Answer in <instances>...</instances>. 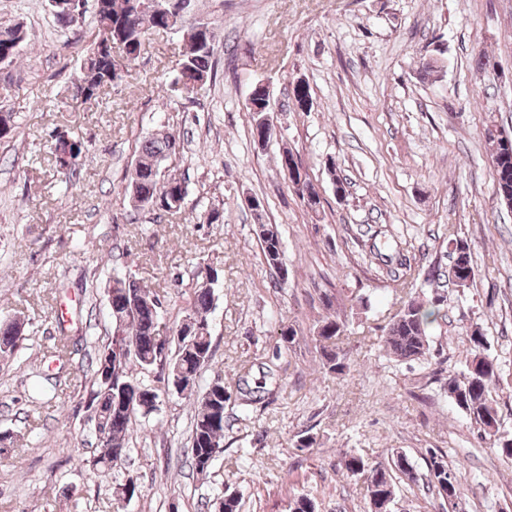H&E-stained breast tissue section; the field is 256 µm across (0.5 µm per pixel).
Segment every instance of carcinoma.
<instances>
[{"label":"carcinoma","mask_w":512,"mask_h":512,"mask_svg":"<svg viewBox=\"0 0 512 512\" xmlns=\"http://www.w3.org/2000/svg\"><path fill=\"white\" fill-rule=\"evenodd\" d=\"M93 15L98 28L91 48L80 66L76 96L87 103L98 99L103 89L121 79L128 67L139 57L147 31H167L170 23L167 14L151 9L147 0H95ZM188 33L182 68L186 77L184 86L195 84L201 77L214 75L213 39L211 29ZM23 40L20 29L0 30V59L12 61ZM488 140L493 143L492 178L496 194L509 193L512 197V136L494 128L487 129ZM181 141L173 134H151L140 142L138 158L129 182V201L149 212L163 208L171 198H179L187 191L186 180L166 172L169 154H177ZM84 146L77 142L66 170H61V159L53 153L54 169L61 182L68 184L77 177L83 159ZM297 193L308 206L320 203L308 174H303ZM258 238L265 264L273 271L283 263V243L276 224L258 225ZM451 246L452 275L458 280L471 282L475 278L472 245L468 240L455 237L448 240ZM212 265H197L191 271L194 284L186 308L200 328V341L191 345L167 343L160 334V320L164 313L160 295L139 282L115 276L107 296L121 318H112L109 380L102 379V354L95 357L93 376L87 390V407L100 414L102 436L93 455L92 466L105 473L119 467L130 452L137 415L148 416L160 409L162 390L148 384L140 377L142 372L159 368L164 379L177 378L191 385L183 399L192 402L194 416L191 429V465L197 475L205 479L224 446V427L229 398L224 396V380L217 377L200 389L199 379L212 358V336L209 315L214 306V283L206 279L205 271ZM322 302L327 310L318 321L316 341L322 352L323 369L331 374L344 375L348 370L346 353L338 340L347 328L346 315L333 310V297L326 294ZM439 310L435 301L430 305L411 299L392 318L385 337L388 354L402 363L428 360L430 343L427 328L437 320ZM24 322L15 319L0 326V359L7 361L22 348L25 337ZM168 354H163V345ZM57 356L72 358L79 352L77 342L60 330L52 347ZM470 360L462 373H451L444 384L453 405L474 425L482 440L490 447L512 458V438L499 435L500 418L490 398L491 385L499 382V369L495 359L487 354L486 338L475 328L469 336ZM342 473L350 478H361L368 512H392L396 487L400 481L426 485L434 496L449 508L456 509L461 499V479L449 480L445 454L429 451L424 473L418 472L410 456L403 451L390 454L388 461L373 462L356 453H344L338 462ZM289 512H316L315 501L306 493L289 497Z\"/></svg>","instance_id":"obj_1"}]
</instances>
